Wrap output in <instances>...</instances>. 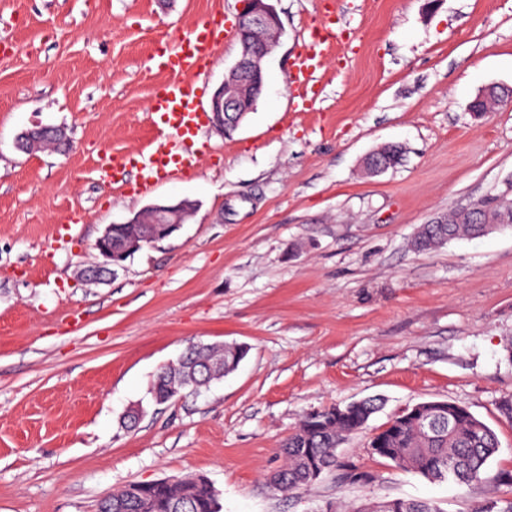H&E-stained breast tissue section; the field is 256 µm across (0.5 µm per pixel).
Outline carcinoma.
<instances>
[{
	"instance_id": "1",
	"label": "carcinoma",
	"mask_w": 512,
	"mask_h": 512,
	"mask_svg": "<svg viewBox=\"0 0 512 512\" xmlns=\"http://www.w3.org/2000/svg\"><path fill=\"white\" fill-rule=\"evenodd\" d=\"M499 228L497 224H464L457 212L448 214L445 224H423L419 227L412 246L418 252L441 248L460 237H480ZM247 355L242 346H228L219 354L221 363L211 370H201L200 361L206 358L198 349L186 350L174 365L160 369L152 395L163 397L180 386L206 387L212 381L229 374ZM379 398H366L357 407L329 406L305 415L295 430L288 435L281 448L282 468L270 479L272 487L280 492L307 488L323 475L342 471L349 484L374 480L373 474L356 467L346 468L339 463L336 449L345 438L366 428L371 416L381 407ZM444 407L442 414H422L411 407L393 417L385 427L375 432L369 447L380 448L378 457L394 466L419 474L433 481L452 480L460 486L482 481L488 461L498 452L495 432L466 408L449 402L423 403ZM124 485L98 504V512H140L137 501ZM140 496L154 503V512H171V505H179V512H221L217 491L205 479L189 487L172 484H143ZM325 512H442L431 501L391 498L377 501V507L367 504L346 507L330 503Z\"/></svg>"
}]
</instances>
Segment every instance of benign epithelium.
Instances as JSON below:
<instances>
[{"mask_svg":"<svg viewBox=\"0 0 512 512\" xmlns=\"http://www.w3.org/2000/svg\"><path fill=\"white\" fill-rule=\"evenodd\" d=\"M275 0H241L236 22V35L241 46L238 59L230 68L224 81L216 88L210 100L212 121L223 132L237 130L263 90L259 76L263 74L262 61L282 34L281 22L274 5ZM48 144L64 152L70 139L61 127L37 126L22 134L17 140L19 148ZM365 169L371 174L388 170L384 149L380 148L364 160ZM494 206L503 215L512 213V177L505 182V189L496 197ZM460 215L467 224H488V211L471 204L459 206ZM192 213L189 202L182 199L173 203H157L149 207L147 215H136L127 221L132 229L118 232L116 225H109L94 243L103 261L84 270L92 281H104L122 266L124 260L147 244L170 237L177 232Z\"/></svg>","mask_w":512,"mask_h":512,"instance_id":"1","label":"benign epithelium"}]
</instances>
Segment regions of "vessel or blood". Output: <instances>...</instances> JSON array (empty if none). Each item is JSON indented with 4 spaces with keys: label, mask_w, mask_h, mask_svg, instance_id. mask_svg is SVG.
I'll return each mask as SVG.
<instances>
[{
    "label": "vessel or blood",
    "mask_w": 512,
    "mask_h": 512,
    "mask_svg": "<svg viewBox=\"0 0 512 512\" xmlns=\"http://www.w3.org/2000/svg\"><path fill=\"white\" fill-rule=\"evenodd\" d=\"M228 34L223 22L205 20L186 34L167 41L164 48L154 55V66L174 75L173 80L156 89L151 100L150 112L158 133L139 154L102 159L96 169L100 181H117L127 167L136 166L140 169V186L146 189L156 182L198 167L200 149L197 132L205 114L199 109L196 79L210 64L218 44ZM332 37L331 29L325 26L312 32L314 46L297 57L292 72L293 82L312 80L319 63L315 47Z\"/></svg>",
    "instance_id": "vessel-or-blood-1"
}]
</instances>
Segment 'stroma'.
Masks as SVG:
<instances>
[{
    "instance_id": "35a3bbf8",
    "label": "stroma",
    "mask_w": 512,
    "mask_h": 512,
    "mask_svg": "<svg viewBox=\"0 0 512 512\" xmlns=\"http://www.w3.org/2000/svg\"><path fill=\"white\" fill-rule=\"evenodd\" d=\"M239 4L0 0V512H97L123 485L187 475L213 485L222 512L512 500L499 411L512 398V231L410 247L421 224L512 175V106L469 110L512 88V0H276L283 33L232 136L205 123L199 168L151 190L134 169L100 183L101 158L157 134L159 39L214 16L234 28ZM323 24L337 38L301 96L293 63ZM238 55L237 38L218 45L202 103ZM38 125L65 128L71 149H18ZM390 143L405 145L403 165L368 174L365 157ZM184 198L197 209L178 232L105 281L81 277L108 225ZM231 342L249 348L233 373L153 400L162 365ZM375 395L384 408L337 450L374 482L268 488L304 415ZM431 400L496 432L482 482H433L370 454L372 433Z\"/></svg>"
}]
</instances>
